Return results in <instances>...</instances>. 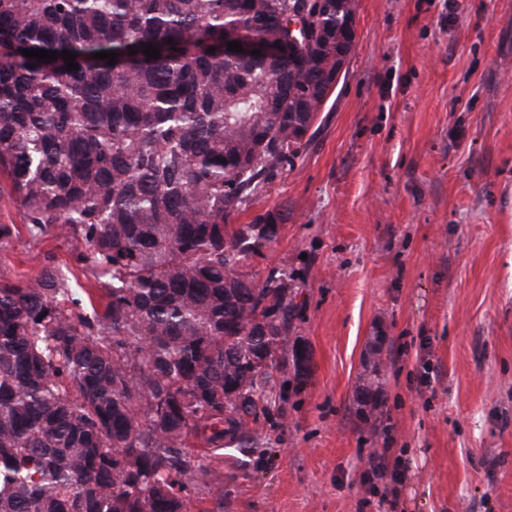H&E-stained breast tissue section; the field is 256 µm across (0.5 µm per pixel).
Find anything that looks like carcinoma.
Instances as JSON below:
<instances>
[{"label": "carcinoma", "instance_id": "cac0c4a2", "mask_svg": "<svg viewBox=\"0 0 512 512\" xmlns=\"http://www.w3.org/2000/svg\"><path fill=\"white\" fill-rule=\"evenodd\" d=\"M355 11L0 0V175L32 238L83 243L82 292L105 300L76 311L50 263L0 276V512H187V488L214 477L190 441L248 448L272 419L306 365L288 274L251 266L288 214L232 220L306 144ZM231 34L262 55L224 48ZM23 49L75 52L79 69Z\"/></svg>", "mask_w": 512, "mask_h": 512}]
</instances>
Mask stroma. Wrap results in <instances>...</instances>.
Returning <instances> with one entry per match:
<instances>
[{"mask_svg": "<svg viewBox=\"0 0 512 512\" xmlns=\"http://www.w3.org/2000/svg\"><path fill=\"white\" fill-rule=\"evenodd\" d=\"M355 28L311 140L236 218L288 214L252 268L288 271L309 368L189 512H512V0H357ZM0 224L9 278L77 271L4 177ZM384 447L392 503L361 481Z\"/></svg>", "mask_w": 512, "mask_h": 512, "instance_id": "stroma-1", "label": "stroma"}]
</instances>
